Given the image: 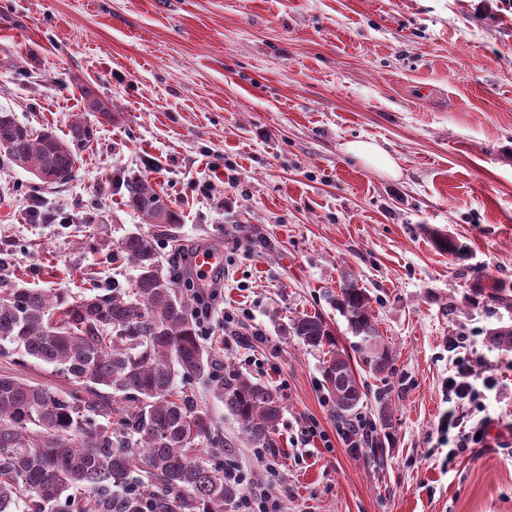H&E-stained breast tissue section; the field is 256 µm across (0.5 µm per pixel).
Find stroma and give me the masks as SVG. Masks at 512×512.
Instances as JSON below:
<instances>
[{"label": "stroma", "instance_id": "35a3bbf8", "mask_svg": "<svg viewBox=\"0 0 512 512\" xmlns=\"http://www.w3.org/2000/svg\"><path fill=\"white\" fill-rule=\"evenodd\" d=\"M477 0H0V109L68 137L82 87L115 116L85 113L91 140L77 174L47 187L0 157V288L127 287L116 254L149 224L125 180L149 178L180 215L161 259L224 255L211 297L217 376L278 389L271 461L237 419L194 383L253 495L282 512H512V351L485 342L512 310L472 290L512 285V12L485 19ZM378 143L382 173L347 154ZM465 245L438 249L437 234ZM372 298L394 358L362 374L359 416L376 419L392 388L383 462L335 437L341 419L323 357L282 325L319 313L339 344L354 341L331 302L345 275ZM469 337L488 445L449 459L448 339ZM319 422L331 447L304 442ZM273 472H266V464ZM346 150L355 157L387 174L396 175V165L390 155L374 142L352 141Z\"/></svg>", "mask_w": 512, "mask_h": 512}]
</instances>
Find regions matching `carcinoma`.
Returning <instances> with one entry per match:
<instances>
[{
    "label": "carcinoma",
    "mask_w": 512,
    "mask_h": 512,
    "mask_svg": "<svg viewBox=\"0 0 512 512\" xmlns=\"http://www.w3.org/2000/svg\"><path fill=\"white\" fill-rule=\"evenodd\" d=\"M85 111L112 118V101L81 88ZM70 138L35 132L0 110V153L48 184L75 176V146L92 136L81 114ZM129 206L154 226L121 243L135 275L128 288L76 294L34 288L0 289V356L53 367L57 383L0 373V512H229L243 487L231 463L203 454L225 452L212 416L179 386L212 376L214 359L197 332L191 303L159 260L180 216L151 181L126 179ZM491 304L512 308V287L492 284ZM336 310L357 338L354 348L373 377L392 371L370 296L355 279L341 281ZM283 335L324 355L323 378L336 415L364 403V384L351 358L319 314L289 320ZM486 342L512 350V326L486 331ZM216 397L241 424L254 448H276L283 411L279 392L232 373ZM380 427L391 422L389 392L376 396Z\"/></svg>",
    "instance_id": "cac0c4a2"
}]
</instances>
